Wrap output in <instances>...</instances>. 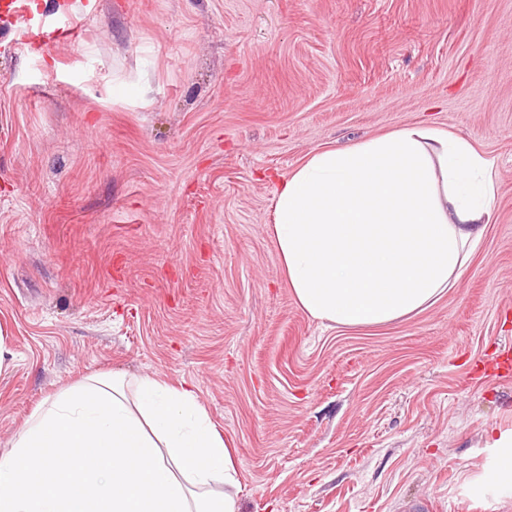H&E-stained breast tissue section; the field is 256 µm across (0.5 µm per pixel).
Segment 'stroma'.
I'll return each instance as SVG.
<instances>
[{
	"mask_svg": "<svg viewBox=\"0 0 512 512\" xmlns=\"http://www.w3.org/2000/svg\"><path fill=\"white\" fill-rule=\"evenodd\" d=\"M0 54V454L84 376L195 386L240 512H512L486 446L512 377V0H95ZM430 126L493 160L464 279L379 327L321 323L273 245L313 152ZM480 363L483 364L481 368ZM471 374L477 378L512 377V343L501 344L490 355H487L486 360L476 362L472 367Z\"/></svg>",
	"mask_w": 512,
	"mask_h": 512,
	"instance_id": "obj_1",
	"label": "stroma"
}]
</instances>
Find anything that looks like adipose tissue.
I'll use <instances>...</instances> for the list:
<instances>
[{"label":"adipose tissue","instance_id":"obj_1","mask_svg":"<svg viewBox=\"0 0 512 512\" xmlns=\"http://www.w3.org/2000/svg\"><path fill=\"white\" fill-rule=\"evenodd\" d=\"M493 162L466 138L406 127L313 154L276 194L272 238L311 317L375 326L457 285L494 217ZM485 487L512 492V430ZM232 451L195 391L94 373L43 399L0 456V512H239Z\"/></svg>","mask_w":512,"mask_h":512}]
</instances>
